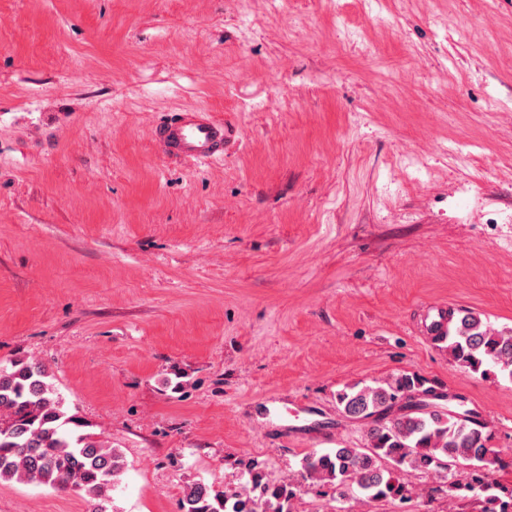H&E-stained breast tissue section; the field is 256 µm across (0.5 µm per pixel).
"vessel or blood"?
<instances>
[{"instance_id": "1", "label": "vessel or blood", "mask_w": 512, "mask_h": 512, "mask_svg": "<svg viewBox=\"0 0 512 512\" xmlns=\"http://www.w3.org/2000/svg\"><path fill=\"white\" fill-rule=\"evenodd\" d=\"M153 136L168 159L208 161L223 156L228 131L209 113L193 111L156 124Z\"/></svg>"}]
</instances>
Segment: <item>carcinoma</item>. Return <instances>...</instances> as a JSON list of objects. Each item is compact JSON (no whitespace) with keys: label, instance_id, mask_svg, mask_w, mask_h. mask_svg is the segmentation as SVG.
<instances>
[{"label":"carcinoma","instance_id":"carcinoma-1","mask_svg":"<svg viewBox=\"0 0 512 512\" xmlns=\"http://www.w3.org/2000/svg\"><path fill=\"white\" fill-rule=\"evenodd\" d=\"M448 355L464 370L498 372L512 381V330H495L466 309L448 311ZM427 380L403 373L374 386L354 384L336 394L341 413L368 421L365 448L311 451L297 474L267 478L262 464L250 467L251 489L231 496L211 494L203 483L187 487L182 512H293L302 483L336 488L339 498L360 492L371 502L405 499L414 472L469 469L465 482L448 480V498L484 504L482 512H512V492L503 495L491 477L499 463L491 435L470 410L435 406ZM88 424L65 407L46 368L29 358L0 365V480L78 490L89 512H110L111 492L124 469L119 449L87 431Z\"/></svg>","mask_w":512,"mask_h":512}]
</instances>
